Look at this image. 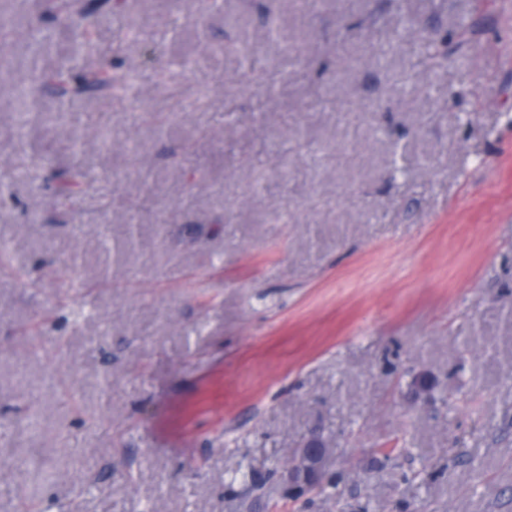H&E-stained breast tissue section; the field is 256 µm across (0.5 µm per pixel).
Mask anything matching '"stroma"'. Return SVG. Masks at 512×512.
I'll use <instances>...</instances> for the list:
<instances>
[{"mask_svg":"<svg viewBox=\"0 0 512 512\" xmlns=\"http://www.w3.org/2000/svg\"><path fill=\"white\" fill-rule=\"evenodd\" d=\"M80 3L85 66L137 88L63 126L15 90L75 26L44 16L35 56V0H0V176L17 113L33 144L0 207V406L38 412L0 447V512H512V0ZM79 162L60 204L44 174ZM101 224L136 236L111 268ZM314 433L335 494L287 498ZM79 19L77 25V43H76V54L79 60H82L85 56L91 55L96 51V47L91 38L92 22L90 21V12L81 10L76 14Z\"/></svg>","mask_w":512,"mask_h":512,"instance_id":"35a3bbf8","label":"stroma"}]
</instances>
